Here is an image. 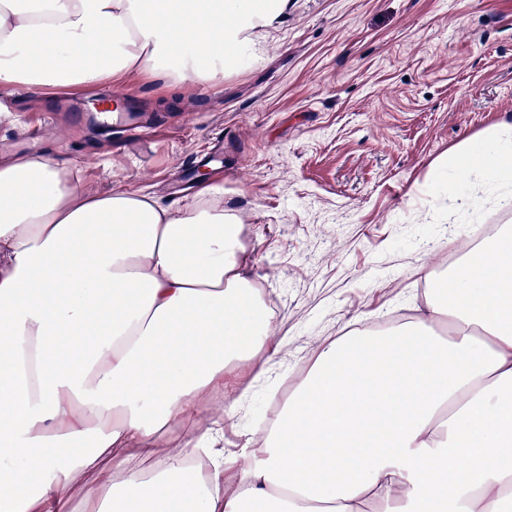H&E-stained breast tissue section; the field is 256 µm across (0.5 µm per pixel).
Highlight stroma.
<instances>
[{"instance_id":"stroma-1","label":"stroma","mask_w":512,"mask_h":512,"mask_svg":"<svg viewBox=\"0 0 512 512\" xmlns=\"http://www.w3.org/2000/svg\"><path fill=\"white\" fill-rule=\"evenodd\" d=\"M104 86L43 99L17 88L0 112V152H53L91 187L189 203L183 165L214 171L224 207L247 233L246 274L275 303L276 356L224 373L212 417L171 427L192 450L208 421L224 427V485L256 444L261 414L282 405L320 348L424 310L430 278L476 257L487 224L512 226V200L478 203L462 223L439 165L462 144L512 123V0H292L254 53L205 86L172 91L147 74L123 92L156 125L145 140L101 130L90 104ZM42 121L39 140L23 136Z\"/></svg>"}]
</instances>
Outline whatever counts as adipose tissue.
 <instances>
[{
  "instance_id": "obj_1",
  "label": "adipose tissue",
  "mask_w": 512,
  "mask_h": 512,
  "mask_svg": "<svg viewBox=\"0 0 512 512\" xmlns=\"http://www.w3.org/2000/svg\"><path fill=\"white\" fill-rule=\"evenodd\" d=\"M289 6L0 0V89L72 94L175 55L171 83L206 80ZM472 173L512 185V125L454 156L444 183L462 214ZM215 192L203 182L191 206H165L88 189L48 154L0 156V512H512L511 227L432 282L424 317L324 345L234 493L222 428L194 442L205 473L159 454L230 364L280 347ZM84 471L99 485L76 484Z\"/></svg>"
}]
</instances>
